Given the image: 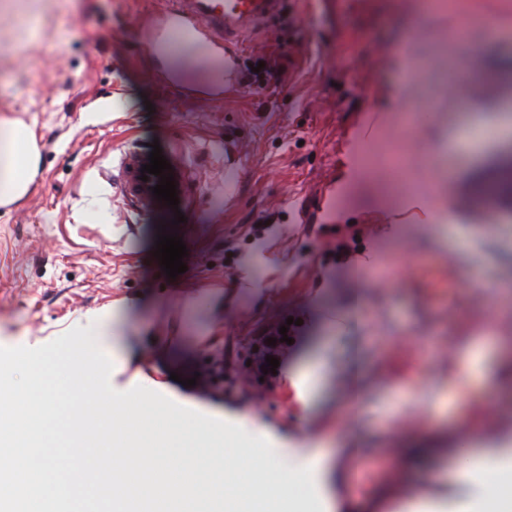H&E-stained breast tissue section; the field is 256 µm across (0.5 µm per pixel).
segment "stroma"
Returning a JSON list of instances; mask_svg holds the SVG:
<instances>
[{
  "label": "stroma",
  "instance_id": "stroma-1",
  "mask_svg": "<svg viewBox=\"0 0 512 512\" xmlns=\"http://www.w3.org/2000/svg\"><path fill=\"white\" fill-rule=\"evenodd\" d=\"M164 2L0 0V118L29 127L36 156L25 195L0 202V346L39 347L88 313L112 315L115 390L247 422L292 470L313 455L335 469L340 448L400 447L387 421L454 332L447 298L426 290L456 279L480 353L507 330L489 285L512 274V223L485 228L474 200L503 152L468 151L443 185L432 156L512 101V0H283L232 65L179 49L180 81L222 87L218 102L164 82L170 56L147 43ZM263 52L281 69L248 86ZM130 138L188 168L178 209L135 214L101 180ZM440 195L456 221L426 225ZM264 222L270 232L247 239ZM162 228L187 249L173 279L153 255ZM340 241L352 248L342 264ZM385 267L393 281L376 287L368 275ZM291 312L308 327L261 409L187 386L207 356ZM401 336L420 359L392 351ZM323 356L328 381L302 401L293 377Z\"/></svg>",
  "mask_w": 512,
  "mask_h": 512
}]
</instances>
